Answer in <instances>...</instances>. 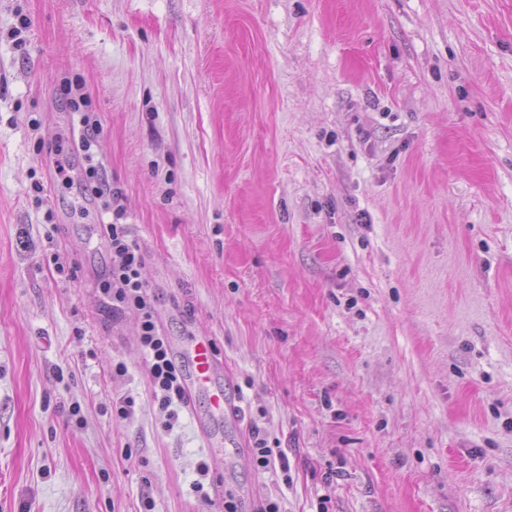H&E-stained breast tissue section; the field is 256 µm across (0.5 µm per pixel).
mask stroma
I'll return each instance as SVG.
<instances>
[{"mask_svg": "<svg viewBox=\"0 0 512 512\" xmlns=\"http://www.w3.org/2000/svg\"><path fill=\"white\" fill-rule=\"evenodd\" d=\"M117 206L235 417L155 402L103 305ZM267 497L512 512V0H0V512ZM71 110L79 115V123L84 132V135L80 138V147L83 151H87L91 148L93 142H95V136L99 132L98 120L94 118L93 113L80 112L81 107H86V101L83 94L78 96L72 95L67 101ZM251 449L256 463L261 468L270 466L274 458V449L268 446L267 439L260 433V430H251Z\"/></svg>", "mask_w": 512, "mask_h": 512, "instance_id": "stroma-1", "label": "stroma"}]
</instances>
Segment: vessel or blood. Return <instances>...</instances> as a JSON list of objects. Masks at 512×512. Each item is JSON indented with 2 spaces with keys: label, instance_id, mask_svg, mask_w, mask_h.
I'll return each mask as SVG.
<instances>
[{
  "label": "vessel or blood",
  "instance_id": "b4317fda",
  "mask_svg": "<svg viewBox=\"0 0 512 512\" xmlns=\"http://www.w3.org/2000/svg\"><path fill=\"white\" fill-rule=\"evenodd\" d=\"M175 353L185 367L183 385L187 396L205 397L213 418L234 415L230 398L218 380V364L211 341L204 336H190L177 344Z\"/></svg>",
  "mask_w": 512,
  "mask_h": 512
}]
</instances>
